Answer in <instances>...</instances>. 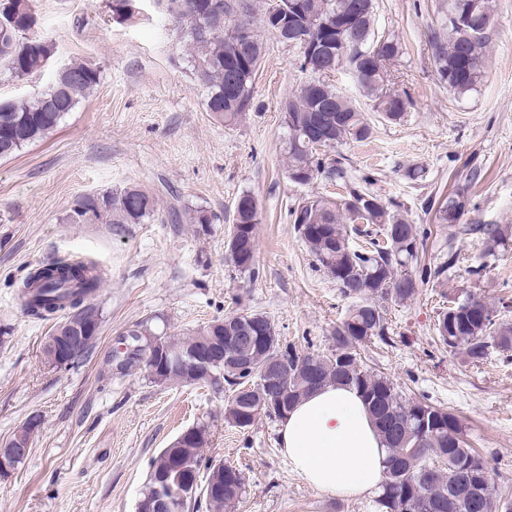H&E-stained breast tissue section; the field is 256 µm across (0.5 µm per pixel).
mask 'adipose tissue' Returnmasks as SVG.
Segmentation results:
<instances>
[{"label": "adipose tissue", "instance_id": "adipose-tissue-1", "mask_svg": "<svg viewBox=\"0 0 512 512\" xmlns=\"http://www.w3.org/2000/svg\"><path fill=\"white\" fill-rule=\"evenodd\" d=\"M283 456L313 488L340 497L378 491L387 451L359 391L328 385L279 423Z\"/></svg>", "mask_w": 512, "mask_h": 512}]
</instances>
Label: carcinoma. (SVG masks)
Instances as JSON below:
<instances>
[{
  "label": "carcinoma",
  "instance_id": "cac0c4a2",
  "mask_svg": "<svg viewBox=\"0 0 512 512\" xmlns=\"http://www.w3.org/2000/svg\"><path fill=\"white\" fill-rule=\"evenodd\" d=\"M165 12L186 28L192 46L191 74L207 91L210 116L233 126L252 107L253 80L263 54L262 43L253 31V0H162ZM352 0H306L320 41L336 39V28L354 25L360 49L343 68L354 77L363 95L389 120L402 118L410 104L405 94L385 89L388 62L400 54L394 39H376L374 0H363L365 9L351 20ZM139 0H109L112 18L125 23L135 18L131 8ZM493 24L490 0H450L448 38L433 42V58L441 80L459 96L473 90L484 73L488 30ZM36 25L33 0H0V71L22 77L42 70L55 54L54 44L30 36ZM327 63L321 55L301 54L300 69L309 79L282 106V125L287 132V176L308 184L320 175L343 180V163L319 157L306 141L307 127L325 119L324 128L335 143L362 141L371 127L355 103L331 83L319 80ZM235 67L239 80L228 91L226 71ZM100 71L85 63H71L58 69L50 86L31 100L0 103V157L46 138L61 120L99 83ZM464 191L448 195L440 203L428 202L439 224H457L464 213ZM156 199L132 186L118 195L84 197L71 210L72 224L107 218L111 224H141L154 215ZM293 223L320 269L336 282L348 300L343 318L331 335L330 352L300 355L291 345L281 343L275 325L263 313L242 311L234 316L224 335H252V323L265 326L266 335L255 337L244 352L247 368L226 362L214 368L229 387L248 388L239 404L253 410L252 417L236 428L247 430L260 417L281 419L310 390L324 385L353 386L359 390L369 414L387 448L386 472L377 496L380 512H512V498H494L489 482L487 459L468 446L458 417L425 400H410L398 392L385 375L368 369L359 350L375 340H387L385 303L405 304L421 286L438 281L459 264V253L448 248V258L436 265L419 262L424 238L408 212L390 206L367 189H349L348 197L336 202L322 197L308 199L291 211ZM235 235L229 240L227 259L236 271L256 275L258 205L234 207ZM462 231L482 236L485 253L493 254L509 233V227L470 224ZM369 237L367 245H353L351 234ZM102 285L94 268L81 262L56 259L36 268L23 281L19 297L26 314L50 321V332L73 313L93 302ZM206 324L185 336L156 332L149 321L135 326L142 336H160L172 350L193 346L197 337L210 335ZM439 340L448 350L472 363H482L489 349L512 350V325L496 319V310L473 293L450 301L439 313ZM288 365L280 390L288 398L285 409L267 406L268 392L258 382L262 367L273 357ZM201 445L191 448H163L149 463L141 497L153 494L155 476L164 472L171 481L201 468ZM245 493V477L233 466H224V493L203 491L186 502L175 501L170 512H234Z\"/></svg>",
  "mask_w": 512,
  "mask_h": 512
}]
</instances>
